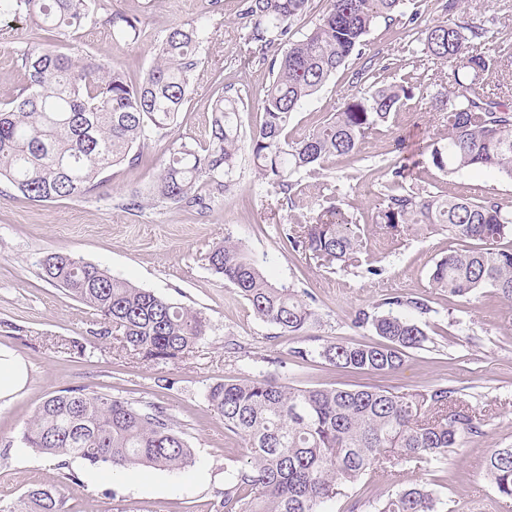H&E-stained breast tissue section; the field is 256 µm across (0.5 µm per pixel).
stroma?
I'll list each match as a JSON object with an SVG mask.
<instances>
[{"label": "stroma", "instance_id": "35a3bbf8", "mask_svg": "<svg viewBox=\"0 0 512 512\" xmlns=\"http://www.w3.org/2000/svg\"><path fill=\"white\" fill-rule=\"evenodd\" d=\"M441 3L422 0L413 30L375 25L366 37L367 55L351 57L295 112L288 129L294 138L343 107L357 72L387 83L417 77L423 97L407 101L374 129L358 155L337 158L305 178L291 204L259 176L249 158H242L230 187L203 215L156 200L135 212L120 203L154 180L169 140L208 141L211 100L218 91L242 98V135L261 123L260 101L270 74L244 43L240 0H91L88 22L70 38L33 35V23L22 15L0 18V107L17 94L24 52L52 49L92 56L125 70L136 83L153 66V45L170 27L202 22L208 30L195 90L170 139L153 136L140 144L141 165L118 166L89 195L53 202L28 200L0 181V347L20 355L30 371L26 388L0 407V506H11L31 489L53 488L62 512H211L240 464L243 447L240 439L225 434L205 390L228 378L264 375L302 388L364 385L413 392L445 386L456 390L482 422L480 433L449 453L441 467L410 464L372 472L327 502L326 512H378L387 492L423 482L438 493L439 512H512V503L501 499L484 476L491 450L512 444V303L490 288L467 298L436 290L429 278L432 266L449 250L461 248V241L430 229L397 236L376 221L383 195L393 188L396 136L428 140L446 133L428 101L439 87L421 63L422 32L442 19ZM462 9L490 28L493 48L503 53L496 77L512 84V0H464ZM113 10L139 19L143 33L138 41L113 37L101 21L103 12ZM216 71L224 74L223 87L210 80ZM414 184L452 196H489L512 207V180L485 169L448 177L427 165ZM329 200L363 231L359 265L321 266L286 241L287 229L309 223ZM228 235L266 259L274 281L311 294L318 313L312 328L297 336L279 335L209 269L208 252ZM55 252L99 265L200 312L208 322L205 338L187 358L152 365L114 336H97V315L43 278L40 262ZM396 294L422 298L429 307L422 317L428 340L410 350L396 373L338 370L314 355V348L329 341H371V329L355 324L358 312L374 311ZM299 349L309 350V357L295 359ZM67 388L108 393L136 406H163L193 448V465L173 472L127 468L114 476L105 466L65 465L24 447L21 431L36 407Z\"/></svg>", "mask_w": 512, "mask_h": 512}]
</instances>
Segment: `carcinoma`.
Returning <instances> with one entry per match:
<instances>
[{"mask_svg":"<svg viewBox=\"0 0 512 512\" xmlns=\"http://www.w3.org/2000/svg\"><path fill=\"white\" fill-rule=\"evenodd\" d=\"M311 0H241L245 43L268 63L271 80L261 99L263 120L243 145L238 124L240 97L220 94L212 105L208 145L172 142L148 196L198 214L224 195L244 150L262 179L286 200L329 160L357 155L367 135L388 121L416 87L362 83L348 102L312 132L289 138L299 105L316 94L348 60L365 53L377 23L407 26L417 11L406 0H330L312 31L288 39L292 23ZM445 19L424 29L423 53L448 66L446 87L435 96L447 134L421 143L397 140L394 182L429 164L444 175L486 169L512 180V100H495L487 86L497 59L482 51L485 30L459 15L460 0H442ZM26 12L35 27L62 35L89 18L88 0H0V17ZM103 22L118 40L140 37L139 21L123 12ZM203 25L175 26L157 45L156 63L142 81L91 57L50 49L22 55L23 87L0 108V180L25 198L47 202L93 192L115 166L135 165L134 147L153 133L168 136L188 102L201 65ZM281 55L271 51L281 45ZM377 223L399 232L430 228L473 245L451 250L430 274L432 286L468 297L485 288L512 302V249L498 247L512 236V208L492 197L464 198L422 188L392 191L379 204ZM293 249L332 265L359 261L360 228L339 207L321 208L313 222L286 235ZM210 270L232 284L260 321L283 336L299 335L315 320L307 292L271 280L242 241L230 236L207 255ZM45 278L86 304L99 317L96 335L113 332L145 362H175L194 352L207 322L199 312L115 277L66 253L41 263ZM379 314L361 311L378 340L324 344L316 353L335 368L378 375L398 371L407 351L419 349L427 332L409 316L425 314L423 299L391 296ZM208 406L224 431L245 447L241 466L224 486L214 512H323L369 472L384 466L440 465L448 449L480 433V419L455 396L435 387L399 393L388 388H298L258 376L208 386ZM22 441L42 454L79 459L90 466L150 467L178 471L191 466L194 451L166 410L134 406L110 394L66 389L49 395L26 423ZM485 475L502 498L512 500V446L494 449ZM439 499L425 484L386 495L380 512H438ZM57 492L33 489L8 512H59Z\"/></svg>","mask_w":512,"mask_h":512,"instance_id":"1","label":"carcinoma"}]
</instances>
